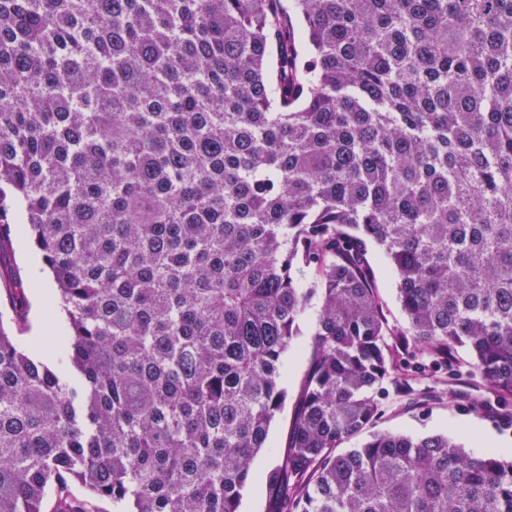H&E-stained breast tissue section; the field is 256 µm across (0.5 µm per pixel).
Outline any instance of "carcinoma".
Returning <instances> with one entry per match:
<instances>
[{"label":"carcinoma","mask_w":512,"mask_h":512,"mask_svg":"<svg viewBox=\"0 0 512 512\" xmlns=\"http://www.w3.org/2000/svg\"><path fill=\"white\" fill-rule=\"evenodd\" d=\"M17 209L64 323L0 321V512H239L312 306L270 512H512L446 433L336 453L438 372L512 426V0H0ZM371 259L376 271L384 312L389 323L398 327L406 326V317L397 300L396 277L391 265L378 249L371 251Z\"/></svg>","instance_id":"cac0c4a2"}]
</instances>
